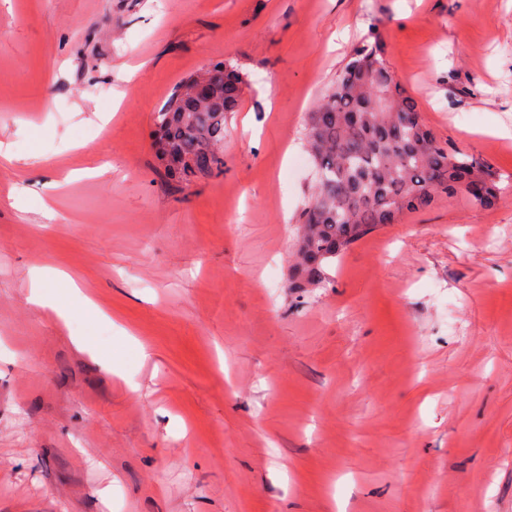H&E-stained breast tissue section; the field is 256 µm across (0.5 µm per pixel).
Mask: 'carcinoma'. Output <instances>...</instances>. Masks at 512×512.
Instances as JSON below:
<instances>
[{"mask_svg":"<svg viewBox=\"0 0 512 512\" xmlns=\"http://www.w3.org/2000/svg\"><path fill=\"white\" fill-rule=\"evenodd\" d=\"M213 84L203 105L177 84L155 116V140L178 161L165 173L189 186L224 169L225 125L237 111L247 76L229 60L211 64ZM307 151L317 176L299 219L288 287L325 285L326 268L374 229L479 183V204L491 207L501 174L434 134L416 100L390 70L376 28L350 59L306 122Z\"/></svg>","mask_w":512,"mask_h":512,"instance_id":"1","label":"carcinoma"}]
</instances>
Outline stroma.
Listing matches in <instances>:
<instances>
[{
	"label": "stroma",
	"mask_w": 512,
	"mask_h": 512,
	"mask_svg": "<svg viewBox=\"0 0 512 512\" xmlns=\"http://www.w3.org/2000/svg\"><path fill=\"white\" fill-rule=\"evenodd\" d=\"M373 27L503 193L293 291L306 114ZM224 59V172L183 190L154 117ZM43 266L70 325L27 301ZM0 512H512V0H0Z\"/></svg>",
	"instance_id": "obj_1"
}]
</instances>
